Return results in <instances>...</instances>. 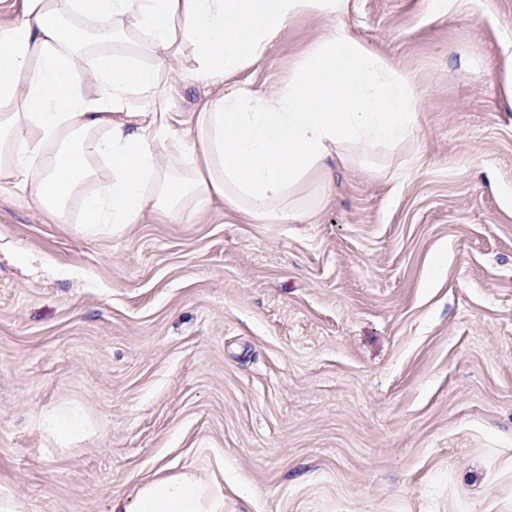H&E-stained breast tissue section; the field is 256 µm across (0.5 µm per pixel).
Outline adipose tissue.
Returning <instances> with one entry per match:
<instances>
[{
  "mask_svg": "<svg viewBox=\"0 0 512 512\" xmlns=\"http://www.w3.org/2000/svg\"><path fill=\"white\" fill-rule=\"evenodd\" d=\"M346 0H23L22 18L0 29V178L58 217L94 179L86 196L87 234L122 231L152 210L178 220L186 200L218 196L256 222L302 219L292 192L352 148L394 147L417 130L411 81L369 52L339 22ZM326 18L312 47L275 93L237 88L210 100L196 118L186 171H161L152 140L100 135L106 111L136 88H153L178 39L190 41L201 78L221 83L264 58L298 13ZM89 20L105 52L94 73L99 99L77 78L81 33L64 35L63 17ZM146 34L145 54L124 47L116 18ZM155 193H147V184ZM108 512H224V486L193 469L147 478Z\"/></svg>",
  "mask_w": 512,
  "mask_h": 512,
  "instance_id": "1",
  "label": "adipose tissue"
}]
</instances>
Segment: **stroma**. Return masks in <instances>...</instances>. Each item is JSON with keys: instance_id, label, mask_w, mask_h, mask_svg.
<instances>
[{"instance_id": "1", "label": "stroma", "mask_w": 512, "mask_h": 512, "mask_svg": "<svg viewBox=\"0 0 512 512\" xmlns=\"http://www.w3.org/2000/svg\"><path fill=\"white\" fill-rule=\"evenodd\" d=\"M418 92L415 137L331 165L312 217L214 198L95 236L0 178V485L28 512H101L139 480L224 476V512H512V108L488 72L512 0H348ZM324 18L246 73L271 93ZM192 45L100 132L186 133L238 79ZM78 410L57 440L47 415Z\"/></svg>"}]
</instances>
